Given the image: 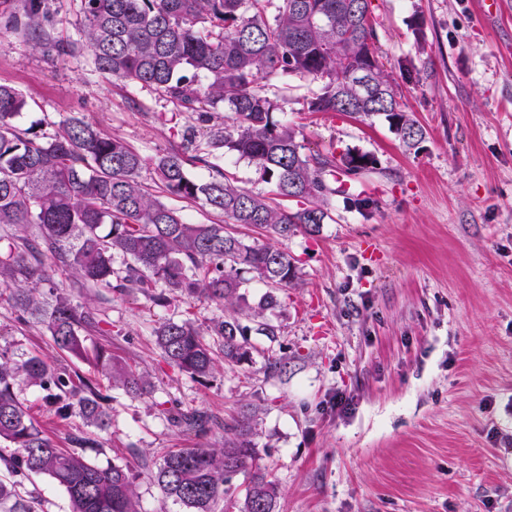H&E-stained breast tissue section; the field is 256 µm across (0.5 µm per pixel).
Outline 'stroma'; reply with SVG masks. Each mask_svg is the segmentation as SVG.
Here are the masks:
<instances>
[{
  "label": "stroma",
  "mask_w": 512,
  "mask_h": 512,
  "mask_svg": "<svg viewBox=\"0 0 512 512\" xmlns=\"http://www.w3.org/2000/svg\"><path fill=\"white\" fill-rule=\"evenodd\" d=\"M498 2L489 20L482 0H370L382 61L425 130L417 147L381 116L307 111L305 82L270 87L276 118L298 128L306 153L372 163L357 176L327 172L331 221L281 242L300 280L268 314L276 335L249 322L250 360L198 381L164 361L160 322L207 326L223 306L160 308L140 294L98 302L110 333L94 344L136 360L153 392L135 399L101 382L112 423L90 454L133 464L141 512L164 508L152 478L161 449L217 448L224 437L178 430L167 411L224 420L245 404L261 411L257 450L279 512H512V0ZM47 4L46 31L75 43L74 54L0 25V84L27 101L17 125L49 136L77 116L149 161L179 148L189 128L206 144L211 125L196 113L95 71L80 0ZM405 63L417 79H405ZM358 198L367 207L356 209ZM0 346L95 373L4 306ZM271 357L279 369H268Z\"/></svg>",
  "instance_id": "stroma-1"
}]
</instances>
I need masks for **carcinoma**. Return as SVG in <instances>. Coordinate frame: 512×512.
Wrapping results in <instances>:
<instances>
[{
    "label": "carcinoma",
    "mask_w": 512,
    "mask_h": 512,
    "mask_svg": "<svg viewBox=\"0 0 512 512\" xmlns=\"http://www.w3.org/2000/svg\"><path fill=\"white\" fill-rule=\"evenodd\" d=\"M82 0L83 35L95 69L115 81L148 87L179 107L224 105V125L210 131L208 147L235 153L261 172L272 196L234 184L224 171L198 155L194 130L183 134L182 150L159 154L152 181L166 194L216 214L222 223L192 222L144 181L143 156L126 141L79 118L62 123L51 136L21 130L16 118L26 106L16 88L0 84V228L12 229L13 243L0 252V304L50 334L63 353L87 356V341L102 336L99 310L58 289L55 276L95 295L121 299L139 291L156 307L178 298H204L229 315L210 332L191 318L167 319L154 329L169 364L199 380L213 373L218 358L239 363L250 357L239 340L240 317L264 320L277 306L275 292L298 279L297 260L271 244L299 233L314 236L329 218L324 174L341 165L350 172L372 159L350 152L324 158L307 155L300 132L274 116L265 81L295 77L316 85L309 112H333L359 121L382 116L411 146L423 128L404 110L390 75L379 61L368 0ZM45 0H23L4 16V26L58 56L71 45L56 41L42 26ZM212 174L192 177L189 161ZM293 202L290 207L286 202ZM129 259L121 271L115 256ZM255 274L269 292L255 305L241 293V270ZM93 360L112 386L129 395L150 393L139 365L112 357L103 346ZM43 391L46 410L80 417L86 427L107 431L112 410L98 384L71 374L37 353L17 358L0 348V440L15 452L0 456L13 476H49L66 493L70 512H140L136 475L125 465L102 466L85 454L97 447L83 432L59 448L19 398L20 378ZM257 410L245 406L218 422L192 410L169 415L182 431L205 435L224 430L219 448H171L155 474L163 502L184 512H216L220 501L238 512H278V488L258 464ZM244 475L243 496L233 480ZM21 481L0 478V512H35L34 498Z\"/></svg>",
    "instance_id": "cac0c4a2"
}]
</instances>
